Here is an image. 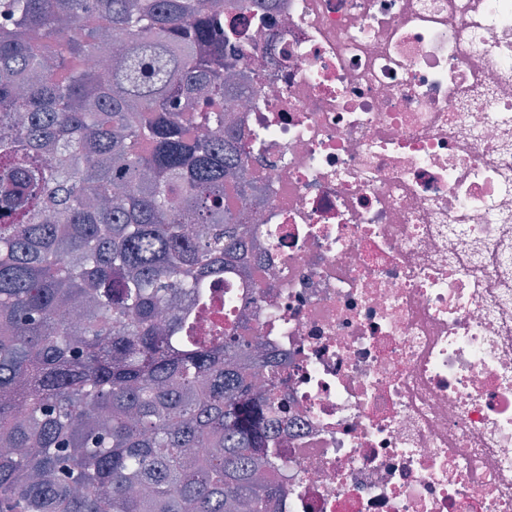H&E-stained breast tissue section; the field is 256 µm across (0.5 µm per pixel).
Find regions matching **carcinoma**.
<instances>
[{
	"mask_svg": "<svg viewBox=\"0 0 512 512\" xmlns=\"http://www.w3.org/2000/svg\"><path fill=\"white\" fill-rule=\"evenodd\" d=\"M265 2L0 0V512H278L275 374L170 308L240 271Z\"/></svg>",
	"mask_w": 512,
	"mask_h": 512,
	"instance_id": "1",
	"label": "carcinoma"
}]
</instances>
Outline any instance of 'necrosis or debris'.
Returning <instances> with one entry per match:
<instances>
[{
    "label": "necrosis or debris",
    "instance_id": "obj_1",
    "mask_svg": "<svg viewBox=\"0 0 512 512\" xmlns=\"http://www.w3.org/2000/svg\"><path fill=\"white\" fill-rule=\"evenodd\" d=\"M240 24L249 247L190 320L282 367L280 512H512V0Z\"/></svg>",
    "mask_w": 512,
    "mask_h": 512
}]
</instances>
